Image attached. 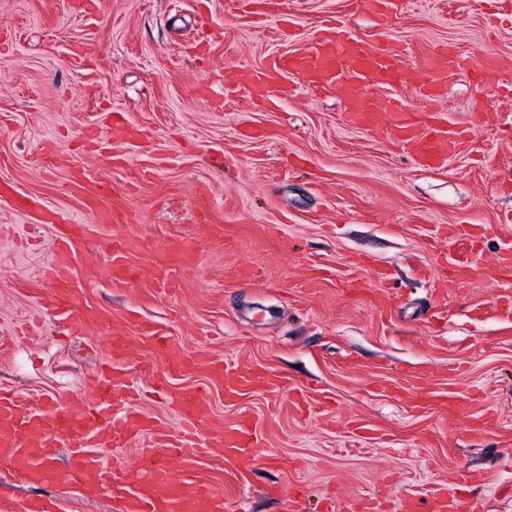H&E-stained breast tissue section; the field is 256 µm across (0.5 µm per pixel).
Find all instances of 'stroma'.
<instances>
[{
  "label": "stroma",
  "instance_id": "obj_1",
  "mask_svg": "<svg viewBox=\"0 0 512 512\" xmlns=\"http://www.w3.org/2000/svg\"><path fill=\"white\" fill-rule=\"evenodd\" d=\"M381 22L362 0H235L205 10L198 0H0V182L36 204L79 214L86 202L70 167L129 195L114 230L139 239L134 283L101 274L105 253L79 244L73 275L97 317L92 333L56 341L39 308L51 262V224H35L0 198V388L36 407L52 395L88 399V379L108 361L104 330L131 315L157 323L171 342L238 371L284 379L234 400L204 373L163 375L149 343L133 337L124 367L139 387V409L180 423L166 396L208 385L203 428L253 420L258 459L244 486L224 467V452L178 461L176 474L237 493L250 512H324L323 496L399 512L444 485L477 512H512V320L491 306L512 286L484 275L512 251V94L507 75L482 85L447 76L444 119L462 131L459 154L437 169L385 137L349 126L334 94L308 92L289 78L279 109L240 101L224 90L275 53H291L328 17L380 45L412 47L416 70L435 49L454 45L473 59L492 53L512 64V0H397ZM206 40L205 49L196 41ZM121 109L144 132L131 145L104 125ZM54 142V166L42 162ZM209 190L210 223L223 240L201 242L200 260L176 291L155 280L171 239L196 232L197 187ZM470 230L472 245H459ZM375 261L385 281L346 294ZM467 262L455 280L449 262ZM250 267L253 278L236 272ZM468 414L449 422V400ZM0 497L42 499L63 512H112L105 499L63 485L34 484L0 464Z\"/></svg>",
  "mask_w": 512,
  "mask_h": 512
}]
</instances>
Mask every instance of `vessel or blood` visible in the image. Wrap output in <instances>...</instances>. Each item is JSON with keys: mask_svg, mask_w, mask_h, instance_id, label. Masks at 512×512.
Wrapping results in <instances>:
<instances>
[{"mask_svg": "<svg viewBox=\"0 0 512 512\" xmlns=\"http://www.w3.org/2000/svg\"><path fill=\"white\" fill-rule=\"evenodd\" d=\"M412 66L406 47H383L335 26L300 52L271 55L239 88L248 100L266 101L273 91L283 90L289 75H296L312 91L337 94L352 125L384 133L412 151L421 166L430 167L438 157L453 156L460 146V132L447 128L439 110L444 100V75L460 70L480 83L488 69L453 48L437 51L428 76L415 84L410 81ZM400 86L409 88V98L394 95V88ZM386 90L392 96L385 105L369 103L371 93ZM124 218V212L92 206L81 219L52 208L43 212L44 222L57 225L58 231L50 243L51 265L44 275L46 287L39 306L69 334L83 331L89 321L88 312L76 298L81 285L72 275L76 246L92 225L120 223ZM102 247L108 256L110 280L131 283L139 269L127 259L130 239L108 238ZM135 331L150 342L165 371L204 372L209 381L223 383L226 397H238L258 381L257 376L230 374L223 365L190 354L169 341L156 323L138 322ZM110 351L113 365L94 377L89 405L66 407L51 399L33 411L17 396L0 392V461L25 477L109 498L113 512H198L204 503L211 512H239L238 502L212 496L205 485L180 480L173 462L220 447L234 476H241L257 460L251 419L241 417L224 432L202 437L199 426L210 415L211 399L208 391L199 387L171 394L170 402L182 419L179 437L171 438L163 425L149 423L136 404V389L122 367L127 351L124 326H114ZM145 436L152 438L151 448L125 467L113 465L109 447ZM65 441L72 445L67 467L58 474L46 470V463ZM431 503L433 512L464 509L443 487L434 490Z\"/></svg>", "mask_w": 512, "mask_h": 512, "instance_id": "vessel-or-blood-1", "label": "vessel or blood"}]
</instances>
